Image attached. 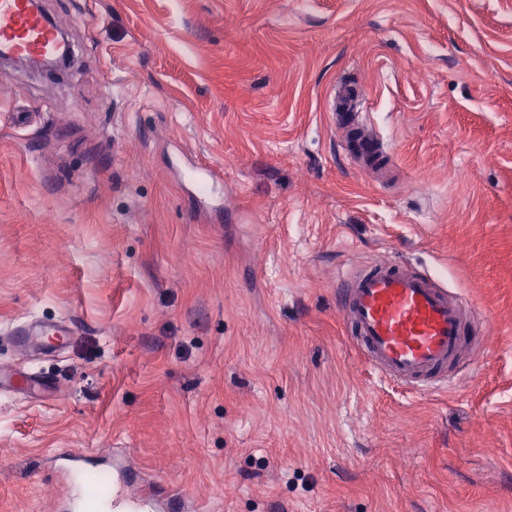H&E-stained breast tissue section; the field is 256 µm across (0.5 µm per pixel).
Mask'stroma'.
Listing matches in <instances>:
<instances>
[{
  "mask_svg": "<svg viewBox=\"0 0 512 512\" xmlns=\"http://www.w3.org/2000/svg\"><path fill=\"white\" fill-rule=\"evenodd\" d=\"M42 6L76 65H0V368L58 391L0 395V512H67L62 448L203 512H512V0ZM342 79L392 185L347 157ZM393 255L488 327L456 386L347 331L337 273ZM62 317L59 352L11 331Z\"/></svg>",
  "mask_w": 512,
  "mask_h": 512,
  "instance_id": "stroma-1",
  "label": "stroma"
}]
</instances>
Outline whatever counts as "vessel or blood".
<instances>
[{
	"label": "vessel or blood",
	"mask_w": 512,
	"mask_h": 512,
	"mask_svg": "<svg viewBox=\"0 0 512 512\" xmlns=\"http://www.w3.org/2000/svg\"><path fill=\"white\" fill-rule=\"evenodd\" d=\"M53 27L33 15L28 0H0V51L26 56L61 52ZM331 111L343 120L353 119L364 99L349 83L339 84L330 98ZM346 151L360 171L377 182L395 179L393 159L384 140L366 123L345 131ZM336 299L351 336L369 365L383 378L410 386L445 382L448 371L469 351L473 340L469 318L458 293L439 284L423 271L404 262L384 259L370 265L351 266L336 278ZM23 340L64 345L72 336L68 320L32 322L16 327ZM58 460L72 472L67 497L70 512H157L168 506L183 512L180 492H158L153 486L137 491H114L111 482L90 475L82 458L59 450Z\"/></svg>",
	"instance_id": "b4317fda"
}]
</instances>
